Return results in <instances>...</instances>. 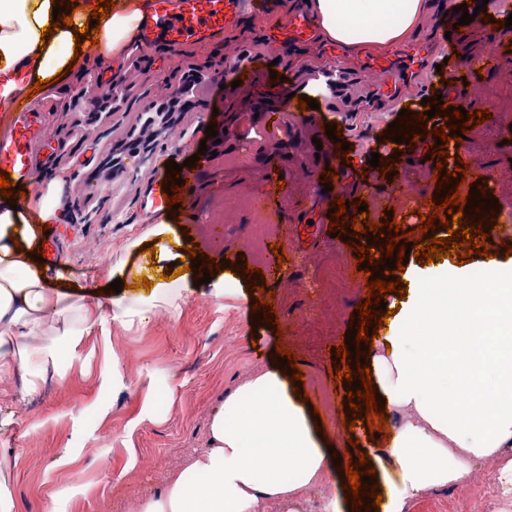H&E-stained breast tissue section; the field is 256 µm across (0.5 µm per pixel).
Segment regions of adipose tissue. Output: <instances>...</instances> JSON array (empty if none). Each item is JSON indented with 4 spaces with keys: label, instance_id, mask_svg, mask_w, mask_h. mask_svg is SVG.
I'll return each mask as SVG.
<instances>
[{
    "label": "adipose tissue",
    "instance_id": "obj_1",
    "mask_svg": "<svg viewBox=\"0 0 512 512\" xmlns=\"http://www.w3.org/2000/svg\"><path fill=\"white\" fill-rule=\"evenodd\" d=\"M59 0H0V112L39 80L77 70L96 52L121 58L149 17V0L110 8L94 39L75 41L95 0H77L71 26L54 35ZM321 39L343 46L392 47L414 30L426 0H309ZM53 214L49 197H0V377L19 378L23 397L63 378V357L100 322L125 328L159 312L178 315V281L109 300L75 298L49 287L22 244L28 210ZM482 277L405 270L413 288L387 333L365 348L375 390L408 419L387 454L396 466L382 512H403L427 489L465 481L476 462L512 447V257L485 259ZM331 456L316 434L288 371L274 363L253 374L216 408L205 448L171 474L140 512H257L260 502L299 512L305 488L324 482Z\"/></svg>",
    "mask_w": 512,
    "mask_h": 512
}]
</instances>
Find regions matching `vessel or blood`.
Listing matches in <instances>:
<instances>
[{
  "label": "vessel or blood",
  "instance_id": "vessel-or-blood-1",
  "mask_svg": "<svg viewBox=\"0 0 512 512\" xmlns=\"http://www.w3.org/2000/svg\"><path fill=\"white\" fill-rule=\"evenodd\" d=\"M272 0H151L149 18L139 33V45L148 49L164 42L171 46L202 42L234 26L243 11L264 14ZM300 119L296 104H288L272 125L256 126L252 136L239 143L234 157L251 161L254 148L271 134L287 135ZM39 104L34 100L18 103L6 133L0 134V172L8 174L16 186L34 180L33 149L41 135Z\"/></svg>",
  "mask_w": 512,
  "mask_h": 512
}]
</instances>
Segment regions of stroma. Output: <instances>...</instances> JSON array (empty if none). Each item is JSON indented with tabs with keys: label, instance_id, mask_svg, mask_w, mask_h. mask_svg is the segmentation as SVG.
<instances>
[{
	"label": "stroma",
	"instance_id": "obj_1",
	"mask_svg": "<svg viewBox=\"0 0 512 512\" xmlns=\"http://www.w3.org/2000/svg\"><path fill=\"white\" fill-rule=\"evenodd\" d=\"M267 15L244 13L238 24L207 42L152 49L130 48L114 69L89 60L54 90L41 93L48 133L34 152L31 193L56 189V219L43 226L39 212L28 213L38 239L53 236L59 265L47 276L59 288L107 291L114 279L135 284L152 274L178 273L185 297L177 316L160 312L145 324L126 329L113 323L94 327L75 353L65 358L63 380L20 400V382L0 380V407L14 411L12 425L0 432V448L10 449L8 481L15 512H139L143 501L163 490L170 474L196 449L204 447L209 418L256 371L277 361V348L294 352L301 363L300 393L314 411L327 447L339 460L326 483L342 505L351 498L343 485L345 463L366 457L376 483L395 467L386 455V434L351 446L343 429L352 412L345 399L346 380L329 373L340 359L351 316L367 294L358 276L353 250L331 237L332 201H364L375 223L398 222L413 230V220L397 213L392 188L425 201L435 196L436 161L429 145L394 149L383 141L397 112H424L425 100L445 105L463 102L465 110H489L481 125L466 126V138L454 154L477 165L487 181L486 194L497 202L498 225L482 249L512 245V59L494 62L499 46L512 44V0H489L481 16L493 34L458 32L443 8L448 0H430L409 39L418 52L406 66L378 78L388 50L348 53L322 41L278 45L269 29L289 24L302 0H275ZM454 51H447V43ZM240 58L246 78L233 86L224 75V59ZM348 65L335 93L318 97L325 119L303 124L287 152L262 147L247 163L232 160L257 111L279 112L283 93L267 88L272 66L288 73V90L304 96L314 77L332 59ZM195 88H188V76ZM433 91L422 94L421 82ZM119 87L118 98L108 95ZM187 95L172 130L157 129L149 148L139 144L148 111L175 95ZM436 111L430 123L445 125ZM341 125V141L314 151L313 139H326L325 125ZM227 138L215 152H200L207 126ZM391 160L393 172L370 166L372 154ZM288 171L294 190L276 217L270 240L286 258L264 267L267 288L246 296L217 297L198 286L184 269L185 248H200L220 270L234 268L240 281L257 261L249 246L250 216L227 215V202L258 197L269 189L266 157ZM194 158L196 180L183 188L182 213L168 208L150 212L146 200L158 172L169 162ZM339 175V192H317L314 174ZM171 233L148 255L125 256L127 240L158 223ZM272 299L277 323L251 314L252 299ZM120 370L121 386L112 372ZM495 483L472 482L424 491L414 497L413 512H488Z\"/></svg>",
	"mask_w": 512,
	"mask_h": 512
}]
</instances>
